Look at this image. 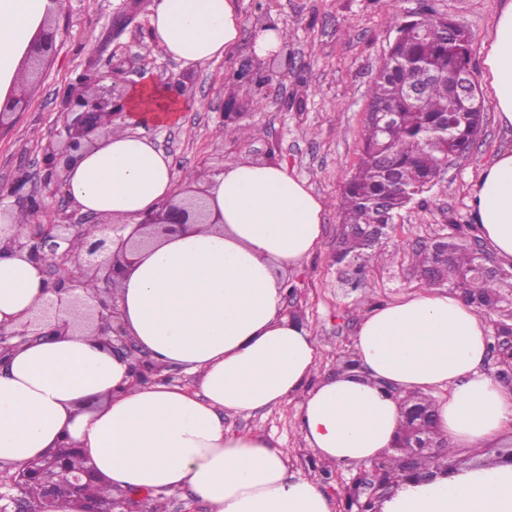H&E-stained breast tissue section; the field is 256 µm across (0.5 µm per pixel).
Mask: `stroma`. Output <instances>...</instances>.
<instances>
[{
    "label": "stroma",
    "instance_id": "stroma-1",
    "mask_svg": "<svg viewBox=\"0 0 512 512\" xmlns=\"http://www.w3.org/2000/svg\"><path fill=\"white\" fill-rule=\"evenodd\" d=\"M129 0H67L56 16L57 51L30 94L24 112L0 132V184L41 175V155L56 128L65 87L86 71L89 58L100 70L112 68L113 54H125L132 65L116 79L137 81V69L160 79L168 72L183 75L193 92L194 107L182 112L179 123L142 126L143 136L171 156L178 176L223 171L227 161L240 158L268 165H287L324 198L322 236L315 253L288 275L296 293L284 301L283 311L300 316L315 336L322 353L320 376L341 371L352 353L357 328L370 305L400 300L421 284L411 264L416 241L433 237L451 222L471 223L470 192L482 169L500 151L512 150V125H503L488 109L471 150L449 162L425 203L412 204L395 220L391 239L371 268L364 288L351 290L332 264L341 231L339 212L345 183L361 153L368 110V87L383 66L395 37L389 16L432 7L469 31L474 63L482 61L495 15L505 0H239L243 32L237 49L203 67H186L152 47L147 32L155 0H141L142 8L125 27L115 20ZM277 21L288 33L297 67L283 84L263 90L264 111H254L252 87L229 96L225 76L251 57L256 23ZM248 138L233 135L236 127ZM296 403L243 416L228 414L226 428L261 431L280 440L292 466L317 474L323 466L307 450L297 430Z\"/></svg>",
    "mask_w": 512,
    "mask_h": 512
}]
</instances>
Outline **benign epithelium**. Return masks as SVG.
<instances>
[{
    "mask_svg": "<svg viewBox=\"0 0 512 512\" xmlns=\"http://www.w3.org/2000/svg\"><path fill=\"white\" fill-rule=\"evenodd\" d=\"M56 30L52 21L34 37L25 58V65L19 83L10 93L11 108L0 111V131L8 125V118L27 107L28 90L37 86L42 78V66L55 51ZM105 75L95 72L86 74L80 82L83 93L64 96L59 112L60 127L49 136L42 152L41 164L44 170L41 184L25 189L27 181H18L8 188H0V200L15 198L18 208L24 212L45 209V199L55 197L66 186L68 168L77 161L84 149L92 146L101 135L105 122L121 116L125 107V88L115 83L104 84ZM160 86L179 97L185 96L186 88L182 75L173 72L160 82ZM457 94L464 106L484 109L487 103L478 90L475 74L466 71L461 74ZM44 224H21L3 246L10 252L26 255L39 264L47 291L56 297L19 324L11 332L0 330V359L13 348L12 340L22 344L49 335L53 331L92 330L107 337L112 351L132 353L136 343L127 336L120 322L117 307V285L132 263V256L138 247L149 240L163 235L183 233L201 222L202 212L193 207L190 199L170 200L135 225L126 238L115 241L112 233L125 228L123 224L108 225L109 232L95 236L86 230L91 220L84 218L77 222L68 215L45 212ZM85 237L86 258L78 276L66 271V260L70 258L72 240ZM89 280L99 284L93 294H81L83 282ZM74 311L77 320L69 322L59 318L62 305ZM430 411L416 406L403 407L402 422L394 450L395 456L386 454L368 466L359 467L351 479L350 486L337 496V512H379L378 504L392 493V472L402 470L407 475L422 479L427 476L424 464L431 461L436 468L448 459V440L437 427L430 434L422 435L417 423L429 416ZM62 463V458L50 454L35 468L42 481L46 497L41 512H52V475ZM91 474H79L74 478L77 489L74 512H159L158 506L150 503L148 496L131 497L127 502L114 503L109 508L92 506L82 494ZM27 479V471L17 470L5 478L0 477V512H23V500L14 496L12 490Z\"/></svg>",
    "mask_w": 512,
    "mask_h": 512,
    "instance_id": "1",
    "label": "benign epithelium"
}]
</instances>
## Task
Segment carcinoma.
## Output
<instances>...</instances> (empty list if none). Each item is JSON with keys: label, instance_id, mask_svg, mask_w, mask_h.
<instances>
[{"label": "carcinoma", "instance_id": "cac0c4a2", "mask_svg": "<svg viewBox=\"0 0 512 512\" xmlns=\"http://www.w3.org/2000/svg\"><path fill=\"white\" fill-rule=\"evenodd\" d=\"M388 25L397 37L368 96L371 107L385 109L393 118L385 128L366 122L360 160L344 188L342 235L333 255L340 267L355 261L346 271L355 289L364 287L380 247L391 238L394 218L431 190L446 159L471 148L484 120L481 110L458 112L449 107V81L472 67L471 35L463 26L431 9L411 20L392 16ZM414 86L424 87L417 100L407 94ZM476 231L473 224H457L448 239L412 249L411 263L421 285L455 288L483 313L505 301L500 288H512V281L478 270L469 244L478 240ZM86 467L88 460L71 450L65 466L55 473L53 508H72L73 478Z\"/></svg>", "mask_w": 512, "mask_h": 512}]
</instances>
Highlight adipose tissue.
Segmentation results:
<instances>
[{"instance_id":"1","label":"adipose tissue","mask_w":512,"mask_h":512,"mask_svg":"<svg viewBox=\"0 0 512 512\" xmlns=\"http://www.w3.org/2000/svg\"><path fill=\"white\" fill-rule=\"evenodd\" d=\"M53 0H0V104L19 80ZM235 0H157L150 40L186 66L238 44ZM483 79L512 125V0L483 50ZM126 127L102 135L71 168L66 190L85 212L138 224L177 195L172 158L131 124L176 122L185 100L146 80L129 88ZM214 218L139 251L121 280V323L154 379L131 369L98 333L48 336L0 361V464L23 466L75 445L112 487L137 495L191 490L210 512H333L318 480L293 469L280 442L226 429L228 414L297 402V429L321 462L370 464L397 440L403 397L436 396L449 452L481 456L512 431V390L483 372L489 328L457 293L424 288L372 305L353 339L359 367L317 378L322 354L301 319L282 312L285 277L316 250L324 200L287 166L240 159L207 177ZM471 217L512 262V151L484 168ZM39 265L0 252V326L12 329L47 299ZM185 369L192 388L165 382ZM381 512H512V464L472 466L417 481L397 472Z\"/></svg>"}]
</instances>
